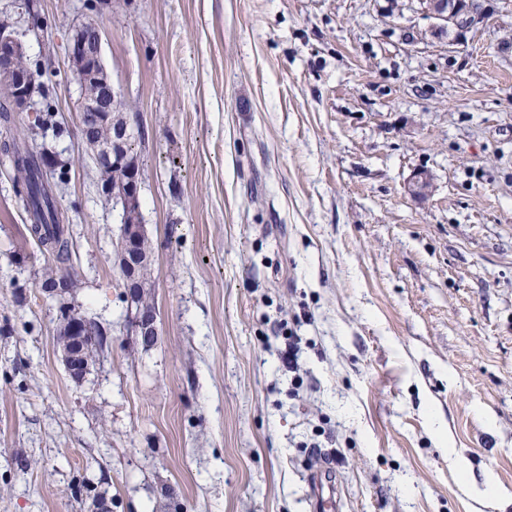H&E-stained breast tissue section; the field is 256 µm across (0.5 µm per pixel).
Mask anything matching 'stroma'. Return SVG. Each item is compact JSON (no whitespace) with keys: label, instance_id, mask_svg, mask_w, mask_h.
<instances>
[{"label":"stroma","instance_id":"1","mask_svg":"<svg viewBox=\"0 0 512 512\" xmlns=\"http://www.w3.org/2000/svg\"><path fill=\"white\" fill-rule=\"evenodd\" d=\"M0 0L69 227L41 288L0 152V512H512V0L440 27L417 0ZM144 138L140 211L158 339L130 333L119 212L80 149L73 27ZM419 172L432 192L411 196ZM108 331L81 382L58 307ZM301 338L298 370L280 354ZM464 458L466 476L456 472ZM87 32H92L95 36V50L92 51L88 43ZM103 66L102 61V36L100 29L93 21H84L76 25L69 43V60L82 84H86V79L94 73V60H97ZM324 482H329L327 477L319 474L315 475L309 482L312 509L315 512L329 511L328 508L333 506L331 498L334 499L338 495L335 486L327 485L328 496L326 497Z\"/></svg>","mask_w":512,"mask_h":512}]
</instances>
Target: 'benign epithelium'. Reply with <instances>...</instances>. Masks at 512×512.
Listing matches in <instances>:
<instances>
[{
    "label": "benign epithelium",
    "mask_w": 512,
    "mask_h": 512,
    "mask_svg": "<svg viewBox=\"0 0 512 512\" xmlns=\"http://www.w3.org/2000/svg\"><path fill=\"white\" fill-rule=\"evenodd\" d=\"M420 8L431 17L454 24L466 8L465 0H419ZM102 59V36L98 26L92 21L76 25L69 43V60L81 82H86L94 73V61ZM7 61L14 71V77L0 82V92L7 95L16 110L22 111L30 104L34 93L36 79L26 65V52L21 39L13 26L4 22L0 24V61ZM124 101L120 86L109 83L103 93L88 96L79 102L81 125L85 126L100 118H108L112 104ZM132 134L129 123L117 125L112 129V141L104 144L81 137L82 146L90 153L95 164L104 163L122 172L119 190L105 185L102 191L112 198V205L121 207L122 231L119 236L117 257L121 261V275L125 301L133 315L134 334L144 346L150 347L157 340L156 318L146 317L141 312L142 290L138 270V246L143 235L144 226L138 223L139 192L142 180L138 161L131 160L125 152V144ZM430 189V178L425 173L414 175L408 190L411 195L423 197ZM68 335L74 337V343L61 348V361L71 378H76L79 360L84 358V347L80 337L86 335V319L69 309L59 312Z\"/></svg>",
    "instance_id": "1"
}]
</instances>
